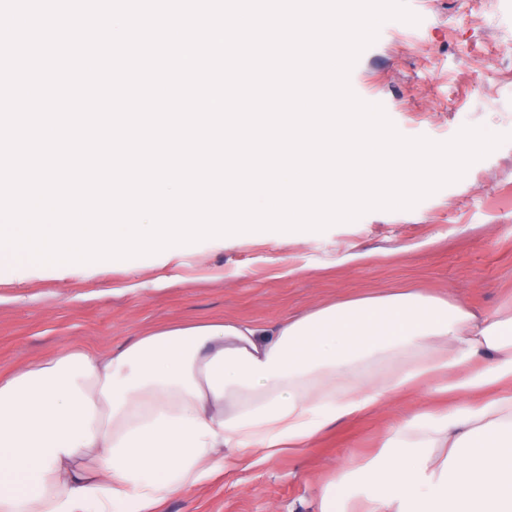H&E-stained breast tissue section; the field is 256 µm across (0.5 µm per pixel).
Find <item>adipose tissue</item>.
Returning a JSON list of instances; mask_svg holds the SVG:
<instances>
[{"mask_svg": "<svg viewBox=\"0 0 512 512\" xmlns=\"http://www.w3.org/2000/svg\"><path fill=\"white\" fill-rule=\"evenodd\" d=\"M444 377L471 402L397 422L318 512H512V305L487 316L421 291L318 304L275 327L174 324L0 378V512H160Z\"/></svg>", "mask_w": 512, "mask_h": 512, "instance_id": "adipose-tissue-1", "label": "adipose tissue"}]
</instances>
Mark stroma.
I'll list each match as a JSON object with an SVG mask.
<instances>
[{
    "label": "stroma",
    "mask_w": 512,
    "mask_h": 512,
    "mask_svg": "<svg viewBox=\"0 0 512 512\" xmlns=\"http://www.w3.org/2000/svg\"><path fill=\"white\" fill-rule=\"evenodd\" d=\"M466 2L405 0L418 23H382L349 73L352 92L382 103L404 137L446 142L466 126L508 134L461 179L410 209L372 210L311 234L207 238L134 270L18 268L0 280V375L76 349L109 353L173 323L274 324L320 301L400 288L495 314L512 300V62L486 44L512 39V0L480 20ZM290 265L297 274L286 275ZM439 387L430 381L393 407L337 424L299 452L256 454L248 468L229 462L162 512H315L313 490L331 466L374 457L394 416L442 403Z\"/></svg>",
    "instance_id": "stroma-1"
}]
</instances>
